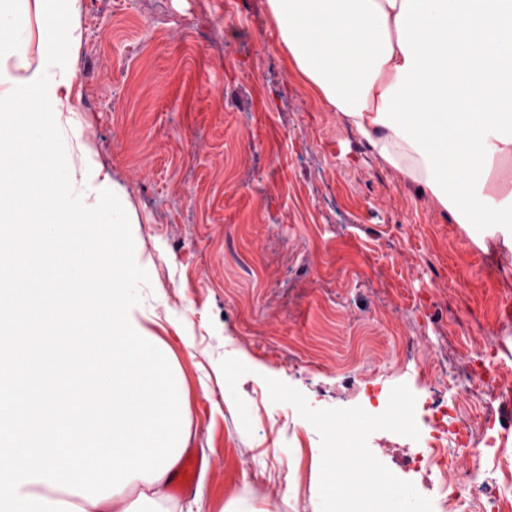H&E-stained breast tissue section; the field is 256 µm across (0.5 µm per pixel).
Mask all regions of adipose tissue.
I'll list each match as a JSON object with an SVG mask.
<instances>
[{"label":"adipose tissue","mask_w":512,"mask_h":512,"mask_svg":"<svg viewBox=\"0 0 512 512\" xmlns=\"http://www.w3.org/2000/svg\"><path fill=\"white\" fill-rule=\"evenodd\" d=\"M327 106L459 224L512 241V0H266Z\"/></svg>","instance_id":"obj_1"}]
</instances>
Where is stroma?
I'll list each match as a JSON object with an SVG mask.
<instances>
[{
  "label": "stroma",
  "instance_id": "1",
  "mask_svg": "<svg viewBox=\"0 0 512 512\" xmlns=\"http://www.w3.org/2000/svg\"><path fill=\"white\" fill-rule=\"evenodd\" d=\"M76 89L86 148L138 216L150 283L137 319L188 397L192 489L170 512H313L321 447L266 378L312 408L378 415L416 400L482 413L508 434L487 471L512 465L500 400L459 384L480 359L512 372V246L473 236L379 157L291 64L265 0H84ZM443 366L441 382L423 377ZM373 455L421 484L413 441L377 430Z\"/></svg>",
  "mask_w": 512,
  "mask_h": 512
}]
</instances>
